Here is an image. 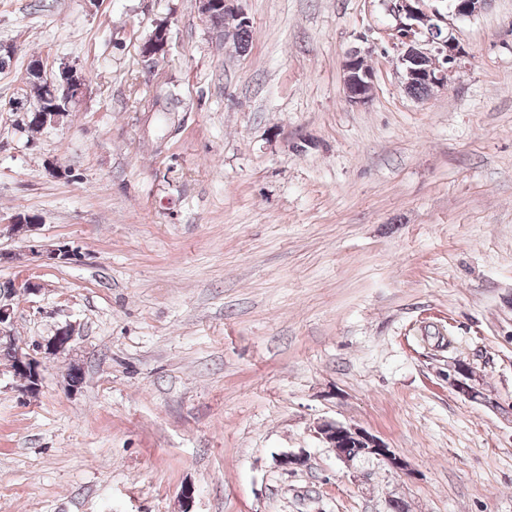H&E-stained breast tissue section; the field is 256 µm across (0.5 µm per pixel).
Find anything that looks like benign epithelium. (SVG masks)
I'll return each instance as SVG.
<instances>
[{
	"label": "benign epithelium",
	"instance_id": "7a95c632",
	"mask_svg": "<svg viewBox=\"0 0 512 512\" xmlns=\"http://www.w3.org/2000/svg\"><path fill=\"white\" fill-rule=\"evenodd\" d=\"M235 0H199V8L204 20H209L213 8L224 7V30L250 25L246 13L234 5ZM392 16L395 25L389 29L392 45L399 51L398 62L401 69V84L406 91L422 86L431 93L445 86L448 72L462 66L467 53L455 38L448 35V17L457 19L472 18L485 9L488 0H447L446 11L430 5L432 0H380ZM345 97L349 104L366 106L373 95V71L359 51H352L343 65ZM36 83L23 85L25 103H41L40 88L54 89L50 112H39L37 116L43 127H57L62 118L70 112L71 105L80 101L86 94L89 84L82 72L71 67L68 80L58 83L56 76L46 74L43 64H38ZM30 254L37 262L46 264L72 263L80 260L79 252L63 241L33 245ZM14 323V301L0 299V346H9L15 356V367L8 368L19 382L21 392L32 394L40 390L46 360L57 356L70 347L75 329L71 325L55 330L50 337L30 345L19 342L12 331ZM448 383L464 396L481 402L486 401L483 392L476 384L472 368L456 363L448 369ZM316 434L329 444L336 457L347 467L352 466L353 456L345 449L352 442L374 458L382 461L396 472H409L407 461L397 455L377 435L361 427H346L329 421L317 426Z\"/></svg>",
	"mask_w": 512,
	"mask_h": 512
}]
</instances>
